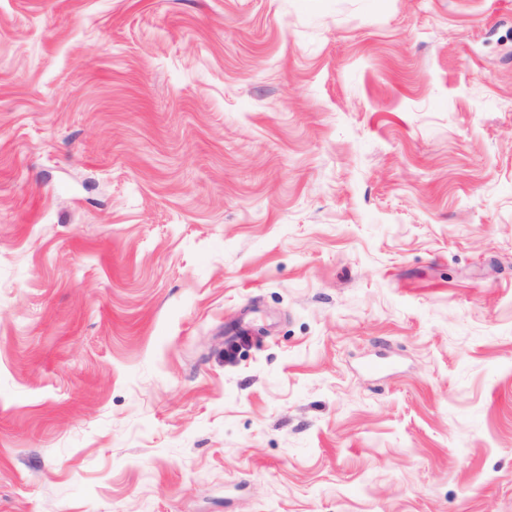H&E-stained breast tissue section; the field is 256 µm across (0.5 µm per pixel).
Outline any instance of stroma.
Segmentation results:
<instances>
[{
  "label": "stroma",
  "instance_id": "stroma-1",
  "mask_svg": "<svg viewBox=\"0 0 512 512\" xmlns=\"http://www.w3.org/2000/svg\"><path fill=\"white\" fill-rule=\"evenodd\" d=\"M0 512H512V0H0Z\"/></svg>",
  "mask_w": 512,
  "mask_h": 512
}]
</instances>
